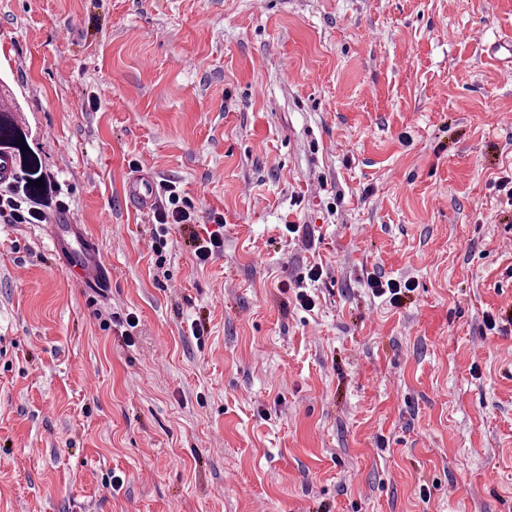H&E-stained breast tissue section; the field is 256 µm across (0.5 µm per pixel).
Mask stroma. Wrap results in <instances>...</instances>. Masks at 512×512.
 <instances>
[{"label":"stroma","instance_id":"1","mask_svg":"<svg viewBox=\"0 0 512 512\" xmlns=\"http://www.w3.org/2000/svg\"><path fill=\"white\" fill-rule=\"evenodd\" d=\"M510 35L512 0H0L47 176L9 184L112 278L0 223V512H512ZM134 160L223 256L157 266ZM75 241L83 249L80 248L83 257L79 263L75 265V269L85 282L93 284L98 280L100 275L102 266L100 258L94 250L87 246V239L83 234L75 233ZM367 285L375 297L380 298L388 294L390 304H399L401 295L405 292H412L414 289L411 282L405 281L402 286L401 282L395 279H385L379 274L368 278Z\"/></svg>","mask_w":512,"mask_h":512}]
</instances>
